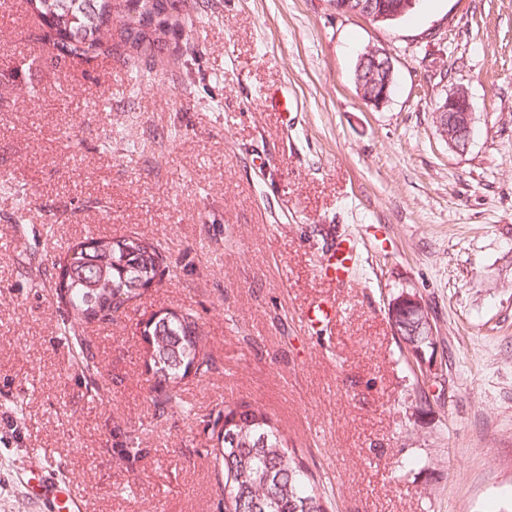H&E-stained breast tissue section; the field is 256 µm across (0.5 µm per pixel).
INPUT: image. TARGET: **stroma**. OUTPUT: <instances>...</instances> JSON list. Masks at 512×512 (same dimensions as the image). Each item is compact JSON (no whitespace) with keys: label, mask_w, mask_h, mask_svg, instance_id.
<instances>
[{"label":"stroma","mask_w":512,"mask_h":512,"mask_svg":"<svg viewBox=\"0 0 512 512\" xmlns=\"http://www.w3.org/2000/svg\"><path fill=\"white\" fill-rule=\"evenodd\" d=\"M149 56L52 62L23 0L0 6V512H39L33 461L87 512H221L213 422L268 413L329 512H512V0H421L391 25L330 0H173ZM387 51L390 99L363 103L358 56ZM470 96L465 152L437 103ZM161 240L171 275L83 330L82 377L49 283L87 235ZM348 237L346 287L319 276ZM425 306L414 358L388 305ZM336 302L311 329L303 312ZM196 315L216 364L157 422L151 313ZM142 453L129 458L128 445Z\"/></svg>","instance_id":"stroma-1"}]
</instances>
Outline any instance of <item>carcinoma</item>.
<instances>
[{"mask_svg": "<svg viewBox=\"0 0 512 512\" xmlns=\"http://www.w3.org/2000/svg\"><path fill=\"white\" fill-rule=\"evenodd\" d=\"M24 2L43 20V43L47 54L57 59H110L119 50L151 55L169 32L172 0ZM106 33L113 40H105ZM168 268L162 242L136 234L86 236L54 263L52 287L68 311L64 335L74 337L88 376L97 374L98 366L78 329L92 322H113ZM151 318L154 322L144 328L143 336L155 377L153 403L162 416L177 404L185 377H205L213 362L193 314L166 311ZM390 322L413 353L432 344L431 337L400 318ZM216 438L224 471V512H327L313 474L288 448L284 431L265 410L246 402L224 405V422Z\"/></svg>", "mask_w": 512, "mask_h": 512, "instance_id": "cac0c4a2", "label": "carcinoma"}]
</instances>
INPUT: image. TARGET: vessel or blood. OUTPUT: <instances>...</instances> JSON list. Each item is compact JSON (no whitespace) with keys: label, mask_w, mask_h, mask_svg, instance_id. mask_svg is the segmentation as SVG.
<instances>
[{"label":"vessel or blood","mask_w":512,"mask_h":512,"mask_svg":"<svg viewBox=\"0 0 512 512\" xmlns=\"http://www.w3.org/2000/svg\"><path fill=\"white\" fill-rule=\"evenodd\" d=\"M20 487L38 506L39 512H85L83 499L63 477L45 467L29 465L17 472Z\"/></svg>","instance_id":"1"}]
</instances>
